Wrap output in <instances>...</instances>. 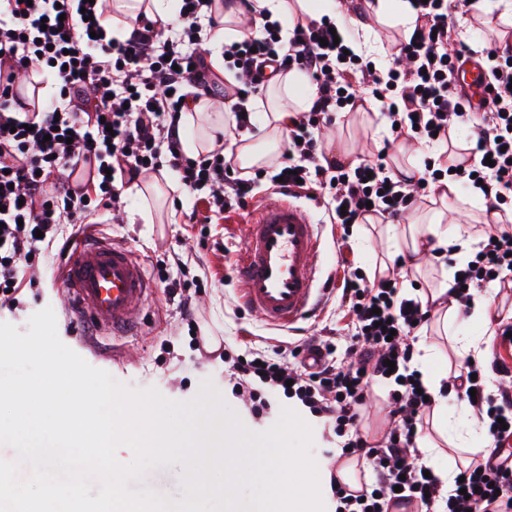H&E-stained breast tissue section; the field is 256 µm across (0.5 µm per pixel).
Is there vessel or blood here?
I'll return each instance as SVG.
<instances>
[{
	"label": "vessel or blood",
	"mask_w": 512,
	"mask_h": 512,
	"mask_svg": "<svg viewBox=\"0 0 512 512\" xmlns=\"http://www.w3.org/2000/svg\"><path fill=\"white\" fill-rule=\"evenodd\" d=\"M244 230L235 268L245 307L279 328L311 318L321 225L306 208L272 194L248 216ZM55 286L68 298L74 320L116 334L137 331L156 291L129 246L102 239L76 249Z\"/></svg>",
	"instance_id": "vessel-or-blood-1"
}]
</instances>
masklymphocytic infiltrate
<instances>
[{
  "instance_id": "1",
  "label": "lymphocytic infiltrate",
  "mask_w": 512,
  "mask_h": 512,
  "mask_svg": "<svg viewBox=\"0 0 512 512\" xmlns=\"http://www.w3.org/2000/svg\"><path fill=\"white\" fill-rule=\"evenodd\" d=\"M418 24L401 42L388 71L371 67L346 43H332L333 22L297 21L284 30L263 20L259 35L224 47L234 82L223 85L204 48V26H216V0H179L169 22L141 15L126 39L105 36L101 0H0V292H18L25 280L54 264L49 247L63 224L84 223L90 204L110 210L125 188L145 172L169 166L182 187L203 201L212 218L247 208L259 180L294 197L325 198L331 223L347 226L366 217L396 219L411 210L447 174L464 189H480L500 224L459 264L451 288L461 311L472 287L512 275V55L491 46L484 71L490 87L482 99L480 132L467 158L450 168L426 164L418 179L392 177L385 154L353 169L321 164L316 129L364 95L380 97L394 138L444 144L453 127L472 115L455 81L463 53H449L453 0H408ZM38 65L58 91L43 103L20 94L16 75ZM306 73L317 87L309 110L290 117L288 139L274 170L247 176L235 171L224 141L191 157L182 150L181 116L201 100H218L237 130L252 125L247 111L269 73ZM393 270L368 280L345 270L342 299L357 359H338L332 342L283 341L272 352L224 350V371L249 415L267 419L281 399L295 400L336 436L344 458L366 463L372 479L352 487L330 478L336 512H389L391 502L416 512H512V393L490 389L485 359L474 357L447 386L481 420L491 446L464 469L460 483L426 477L412 452L433 408L419 389L413 360L419 328L430 305L401 294ZM388 390V430L374 441L362 430L374 388Z\"/></svg>"
}]
</instances>
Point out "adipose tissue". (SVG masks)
I'll return each instance as SVG.
<instances>
[{
  "label": "adipose tissue",
  "mask_w": 512,
  "mask_h": 512,
  "mask_svg": "<svg viewBox=\"0 0 512 512\" xmlns=\"http://www.w3.org/2000/svg\"><path fill=\"white\" fill-rule=\"evenodd\" d=\"M176 0H111L110 8L104 16L103 24L111 29L114 36L128 37L132 27L130 21L138 13H146L149 18L169 20L175 9ZM256 10L270 14L271 18L296 23L297 19L322 16L335 18L343 30H352L353 43L357 49L369 45V25L349 11L346 0H254ZM317 89L312 86L305 74L291 71L270 79L268 96L261 102L258 119L265 131L264 142L252 140L248 132L232 136L234 158L241 168L271 166L278 158L284 130L283 120L288 113L309 109L316 97ZM185 127L183 149L195 155L211 146L210 130L218 128L220 115L211 104L198 103L192 112L183 114Z\"/></svg>",
  "instance_id": "1"
}]
</instances>
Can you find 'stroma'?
I'll list each match as a JSON object with an SVG mask.
<instances>
[{
    "mask_svg": "<svg viewBox=\"0 0 512 512\" xmlns=\"http://www.w3.org/2000/svg\"><path fill=\"white\" fill-rule=\"evenodd\" d=\"M452 20L457 38L467 45L474 60H484L490 44L512 46V20L482 12L467 19L456 14ZM389 136L381 104L375 100L369 101L363 110L346 112L339 124L319 133L326 160L348 167L372 158ZM168 200L176 210V223H144L133 197L126 193L120 201V223L113 224L106 217L93 214L88 217L84 231L62 225L52 251L61 262L81 243L96 236L123 242L141 256L150 280L156 283L161 280L158 263L163 255L179 254L190 274L207 277L192 310H185L178 296L162 291L148 303L138 334L103 333L89 338L84 336L82 325L72 323L68 314L59 311L61 297L55 287L58 272L48 268L31 285L22 288L14 304L0 305V323L11 324L24 333L34 313L54 308L59 338L92 367L107 371L134 390L156 388L171 400L191 399L202 381H211L244 424H251V417L224 383L223 358L216 354L204 358L196 350L193 341L196 330L222 337L234 349L246 342L263 349L290 338L346 336L350 318L340 305L339 294L332 293L324 298L316 318L286 331L267 326L243 308L235 279V254L242 244V225L249 216L248 211L225 213L223 219L211 224H193L189 221L195 204L193 198L178 191L169 194ZM437 211L442 212L444 224L460 225L464 238L479 242L483 231L478 222L480 213L470 193L464 191L444 202L436 197L428 199L397 223L378 220L350 226L349 246L343 250L337 245L340 229L330 224L322 208H314V219L323 226L322 276L328 277L333 285H340L343 263L347 260L364 275H372V256L380 257L388 251L397 255L408 253L410 222Z\"/></svg>",
    "mask_w": 512,
    "mask_h": 512,
    "instance_id": "stroma-1",
    "label": "stroma"
}]
</instances>
